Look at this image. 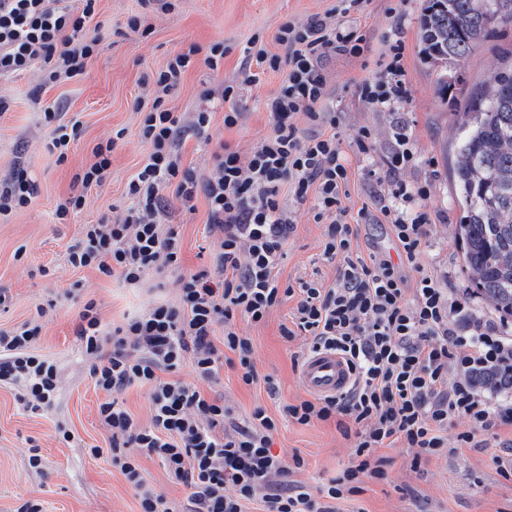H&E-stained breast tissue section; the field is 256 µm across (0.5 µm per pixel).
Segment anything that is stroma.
<instances>
[{
    "mask_svg": "<svg viewBox=\"0 0 512 512\" xmlns=\"http://www.w3.org/2000/svg\"><path fill=\"white\" fill-rule=\"evenodd\" d=\"M338 0H177L173 12L144 10L140 0H100L98 21L102 23V50L85 73L46 88L43 104L58 103L64 112L79 115L81 133L71 145L65 163H57L48 145L51 127L45 126L30 101L36 83L33 74L0 78V98L8 110L0 115V180L22 165L37 187L27 207L0 216V290L10 301L0 310V328L10 329L45 308L43 330L36 344L38 353L55 362L62 389L48 412L33 415L16 403V388L0 387V512H18L26 501L38 500L44 512H138L132 489L108 462L112 438L99 416L105 396L97 391L89 364L74 336L79 306L68 298L74 282H81V297L95 300L106 324H121L131 312L153 301L175 302L176 274L168 271L149 275L140 287L122 288L111 278L85 268L73 269L67 262L70 245L79 238L83 225L103 216L122 213L129 200L126 185L147 153L137 137L138 116L133 102L142 92L144 74L165 66L170 57L190 44L208 47L224 42L222 77H213L203 64L190 69L175 99L179 111L196 112L206 103L199 95L203 87L218 83L238 84L241 110L239 125L224 127V110L215 108L207 132L189 138L185 161L201 170L209 169L212 153L227 143L249 153L270 129L264 102L273 94L282 76L267 74L260 85H240L241 53L252 37H260L269 51H276L273 36L291 18L307 19L334 8ZM423 0H369L353 25L366 40L361 57L332 54L325 60L329 101L339 116L341 148L353 173L350 183L351 211L368 208L376 212L377 201L366 180L369 169L381 166L394 144L397 129H404L415 150L413 165L399 177L414 185L427 186L424 200L434 226L423 244L419 263L442 286L469 289L456 232L462 210L452 180V165L458 129L464 120L461 91L480 88L495 72L512 65V25L493 30L488 37L448 71L426 62L419 52V18ZM143 14L148 35L130 32L126 20ZM403 44L402 66L407 94L389 107H374L360 99L357 87L383 77L381 67L391 44ZM449 90H442L441 80ZM125 129L126 136L112 154V176L103 186L88 191V204L65 224L56 223L57 205L71 192L73 174L89 163L92 149L108 133ZM363 128L372 133L369 153H360L353 141ZM206 205L198 203L192 215L182 214L172 204L168 223L182 237V267L198 271L209 264L210 241L205 236ZM325 225L314 223L308 206L298 209V223L280 263L281 281L311 273L332 281L334 265L319 261V245ZM292 302L275 307L264 323L239 320L251 336L253 360L259 373L270 374L278 385L269 397L263 385L242 383L238 368L225 367L224 380L215 393L224 397L237 416L250 414L255 406L275 413L277 401L295 402L307 393L299 380L294 356L306 354L304 339L285 341L279 329L286 323ZM63 423L72 434L59 438L55 425ZM469 422L452 417L448 422V452L423 460L412 468V450L398 446L377 449L386 460L384 479L369 480L356 500L340 503L341 512H512V478L496 469L494 456H507L506 442L512 430L494 428L480 435L475 448L457 445ZM39 446L43 472L28 466L31 446ZM276 450L300 454L305 465L292 480L317 489L335 478L348 464L352 450L335 422L300 425L288 422L275 435Z\"/></svg>",
    "mask_w": 512,
    "mask_h": 512,
    "instance_id": "1",
    "label": "stroma"
}]
</instances>
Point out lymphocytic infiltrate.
<instances>
[{"instance_id": "1", "label": "lymphocytic infiltrate", "mask_w": 512, "mask_h": 512, "mask_svg": "<svg viewBox=\"0 0 512 512\" xmlns=\"http://www.w3.org/2000/svg\"><path fill=\"white\" fill-rule=\"evenodd\" d=\"M99 2L0 0V77L35 73L37 88L30 97L42 105V88L82 75L100 52L99 34L88 29ZM365 3L340 0L338 11L284 22L274 35L278 52L256 40L248 43L242 83L284 75L265 102L270 131L246 156L221 146L210 171L184 164L182 148L188 136L209 128L211 111L188 115L172 101L196 62L220 72L223 42L205 49L190 45L143 82L146 96L137 99L135 110L138 137L148 152L128 183L130 205L121 216L84 225L67 256L73 268L96 270L132 288L153 273L179 274L177 302L151 303L109 328L96 302L88 300L75 327L94 385L105 396L99 413L112 434L109 464L135 492L139 512H247L254 502L262 512H339V501L361 493L363 478H384L376 449L397 443L412 449L411 465L417 468L446 452L451 417L471 425L457 437L464 445L497 426H512V397L482 393L471 380L474 370L512 362V328L475 316L467 333H458L463 303L418 263L432 218L420 205L426 187L397 178L414 160L408 135H397L382 167L368 172L380 187L378 214L395 253L365 256L353 248L359 230L348 221L344 204L349 164L323 61L335 52L364 53L365 40L348 19L363 12ZM401 58V45H392L386 78L359 85L366 103L385 107L405 96ZM42 107L43 121L52 128L50 150L65 162L82 123L57 107ZM124 135L120 129L102 138L93 162L74 174L78 191L58 205L59 222L86 207L87 189L108 181L112 154ZM200 198L207 205L206 233L217 246L208 268L185 273L181 236L166 219L171 201L192 213ZM305 202L312 205L314 222L327 227L319 257L335 265L336 275L329 282L311 275L284 284L279 261L297 222L293 206ZM287 300L294 307L280 327L282 338L302 337L309 351L338 353L353 382L338 396L279 403L275 418L260 405L247 417H235L223 399L205 394L200 385L219 381L221 353L227 350L236 355L244 384L273 386L271 376H259L252 340L237 321L261 323ZM45 314L40 308L20 326L0 329V385L18 387L20 404L33 413L54 405L61 387L56 364L35 350ZM219 328L224 342L218 346L213 337ZM186 367L193 381L182 379ZM133 387L148 393L149 425L117 400ZM281 419L301 425L335 421L353 448L349 466L315 492L289 481L304 459L274 451ZM141 455L157 458L169 481L186 488L180 506L147 485L137 461Z\"/></svg>"}]
</instances>
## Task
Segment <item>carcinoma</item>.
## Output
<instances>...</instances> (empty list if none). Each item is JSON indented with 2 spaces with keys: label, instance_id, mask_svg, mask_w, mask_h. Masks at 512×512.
Instances as JSON below:
<instances>
[{
  "label": "carcinoma",
  "instance_id": "obj_1",
  "mask_svg": "<svg viewBox=\"0 0 512 512\" xmlns=\"http://www.w3.org/2000/svg\"><path fill=\"white\" fill-rule=\"evenodd\" d=\"M505 23H512V0H426L421 54L446 69ZM463 100L467 119L453 163L462 208L457 238L475 291L512 320V67ZM472 380L490 394L512 393V370H478Z\"/></svg>",
  "mask_w": 512,
  "mask_h": 512
}]
</instances>
